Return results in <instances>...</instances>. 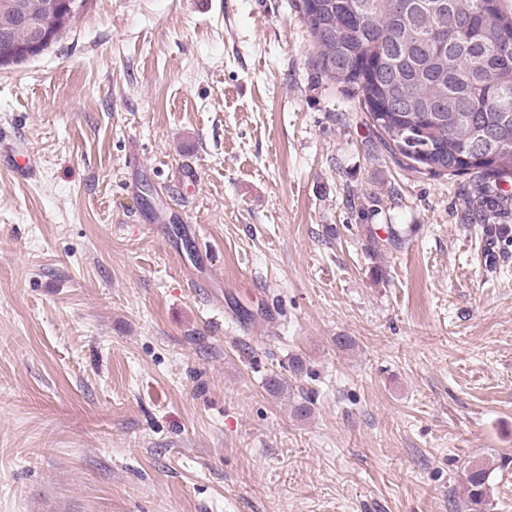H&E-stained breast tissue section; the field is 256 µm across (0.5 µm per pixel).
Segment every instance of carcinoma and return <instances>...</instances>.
Here are the masks:
<instances>
[{"instance_id": "cac0c4a2", "label": "carcinoma", "mask_w": 512, "mask_h": 512, "mask_svg": "<svg viewBox=\"0 0 512 512\" xmlns=\"http://www.w3.org/2000/svg\"><path fill=\"white\" fill-rule=\"evenodd\" d=\"M299 9L317 67L359 90L395 158L419 173L480 177L467 206L473 223L509 213L512 196L496 194L512 183V14L502 0H300ZM29 38L15 24L0 39V66L25 61L4 53ZM491 473L484 463L467 470L466 512H493Z\"/></svg>"}]
</instances>
